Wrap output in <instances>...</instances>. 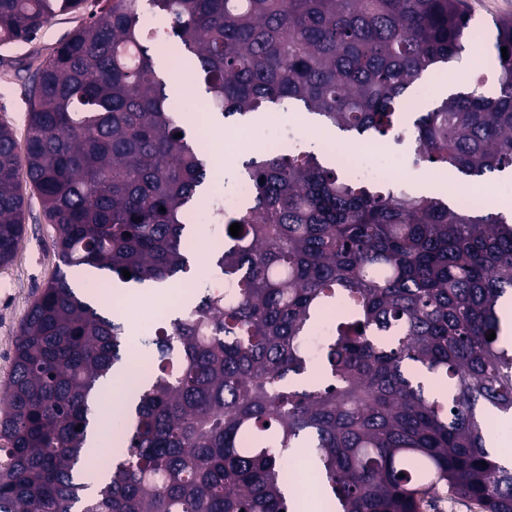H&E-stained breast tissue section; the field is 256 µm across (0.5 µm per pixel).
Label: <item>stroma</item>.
Masks as SVG:
<instances>
[{
  "label": "stroma",
  "instance_id": "1",
  "mask_svg": "<svg viewBox=\"0 0 512 512\" xmlns=\"http://www.w3.org/2000/svg\"><path fill=\"white\" fill-rule=\"evenodd\" d=\"M464 3L472 16L471 25L480 38L474 49L466 51L460 60L441 66L431 74L427 94L415 99L416 112L431 108L442 93L467 88L482 55L493 52L495 19L512 18V0H464ZM101 6V0H87L84 10L56 17L31 40L0 45V121H8L16 135H23L29 111L24 80L15 74L17 65L49 57L60 42L88 21L91 11ZM271 125L302 127L314 139L336 143L341 156L360 149L358 135L340 132L308 113L296 109H264L249 120L253 135L241 143L238 150L225 151L223 139L218 138L213 141L210 152L205 153L211 196L222 195L225 187L232 185L235 167L250 158L254 148L263 145L262 133ZM407 188L416 196L434 194L450 202L479 191L484 194L486 205L494 210H501L507 203L512 205L511 175L494 174L473 183L448 168L422 164L411 167ZM52 236L53 229L43 217L38 198H31L16 257L11 265L0 268V390L11 374L13 343L20 324L60 264L52 247Z\"/></svg>",
  "mask_w": 512,
  "mask_h": 512
}]
</instances>
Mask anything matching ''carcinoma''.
Masks as SVG:
<instances>
[{"instance_id": "1", "label": "carcinoma", "mask_w": 512, "mask_h": 512, "mask_svg": "<svg viewBox=\"0 0 512 512\" xmlns=\"http://www.w3.org/2000/svg\"><path fill=\"white\" fill-rule=\"evenodd\" d=\"M85 2L0 0V44ZM149 2L178 43L144 25L142 0H112L26 68L25 164L0 122V267L24 234L28 188L64 265L19 329L0 395V512H296L298 448L326 512H439L448 499L512 512V465L492 458L482 411L512 413L498 314L512 295V213L375 190L315 145L242 162L251 196L216 215L224 287L138 339L143 377L112 417L115 451L81 471L99 383L129 337L70 278L95 269L101 290L189 273L185 229L208 183L155 53L194 64L210 110L233 123L301 106L381 138L478 38L462 0ZM496 31L493 89L480 71L418 113L414 164L472 181L512 171V20ZM414 366L447 398L428 397Z\"/></svg>"}]
</instances>
